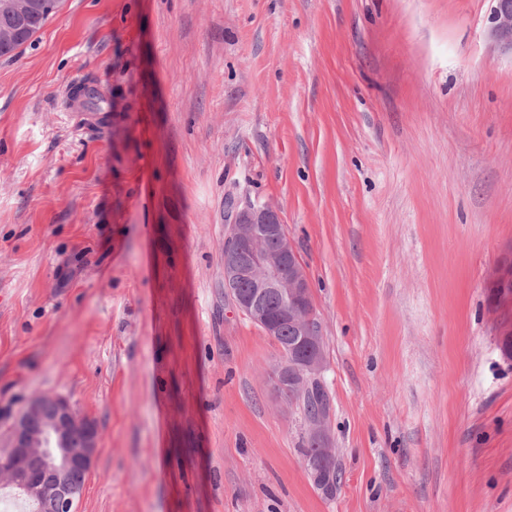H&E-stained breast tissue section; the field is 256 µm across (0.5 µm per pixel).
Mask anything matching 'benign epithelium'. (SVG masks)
Returning <instances> with one entry per match:
<instances>
[{"instance_id":"7a95c632","label":"benign epithelium","mask_w":512,"mask_h":512,"mask_svg":"<svg viewBox=\"0 0 512 512\" xmlns=\"http://www.w3.org/2000/svg\"><path fill=\"white\" fill-rule=\"evenodd\" d=\"M488 16V37L498 50L512 54V0H492ZM224 250V290L235 308L258 326L266 336L277 335L280 322L296 329L299 341L279 348L273 368L276 389L293 390L301 396L314 384L324 385L326 354L319 326L306 307L311 284L281 223L277 210L269 204L245 199L233 204L226 216ZM277 240L281 248L268 249ZM247 283L250 289L239 291ZM512 261L495 266L487 278L493 295L492 314L499 336H512ZM281 299L280 313L273 315L264 306L267 295ZM307 440L316 454L306 460L307 468L319 472L326 462L335 461L334 439L328 420L320 415L308 419ZM81 445H70L74 437ZM98 429L88 417L77 412L62 396H33L10 433L9 464L0 466V484L14 488L32 504L57 503L67 499L74 471H91L98 452ZM49 459L50 477L42 481L24 478L34 460Z\"/></svg>"}]
</instances>
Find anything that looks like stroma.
<instances>
[{
  "label": "stroma",
  "instance_id": "1",
  "mask_svg": "<svg viewBox=\"0 0 512 512\" xmlns=\"http://www.w3.org/2000/svg\"><path fill=\"white\" fill-rule=\"evenodd\" d=\"M491 0H61L0 58V450L99 431L77 512H512V56ZM94 79L108 119L68 105ZM312 283L341 474L224 292L228 200ZM488 37L498 50L512 56V0H492ZM512 285V261L495 266L487 278V288L493 295L494 306L492 314L498 334L503 338L512 335V292L507 288ZM306 433L307 439L304 437L302 440L303 448H301V450L306 457L310 454H314L316 449V454L309 456L306 460V464L310 471H314L317 474L321 466L327 461H335L334 439L328 420L321 415L312 416L307 421Z\"/></svg>",
  "mask_w": 512,
  "mask_h": 512
}]
</instances>
